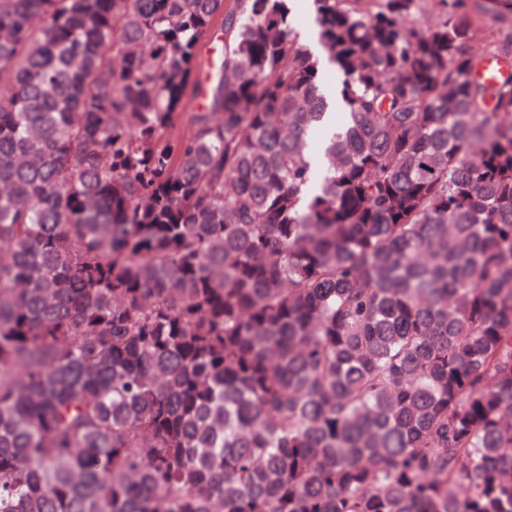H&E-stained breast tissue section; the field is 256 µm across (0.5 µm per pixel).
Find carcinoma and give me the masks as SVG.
<instances>
[{
  "instance_id": "carcinoma-1",
  "label": "carcinoma",
  "mask_w": 512,
  "mask_h": 512,
  "mask_svg": "<svg viewBox=\"0 0 512 512\" xmlns=\"http://www.w3.org/2000/svg\"><path fill=\"white\" fill-rule=\"evenodd\" d=\"M297 2L0 0V512H512V0Z\"/></svg>"
}]
</instances>
